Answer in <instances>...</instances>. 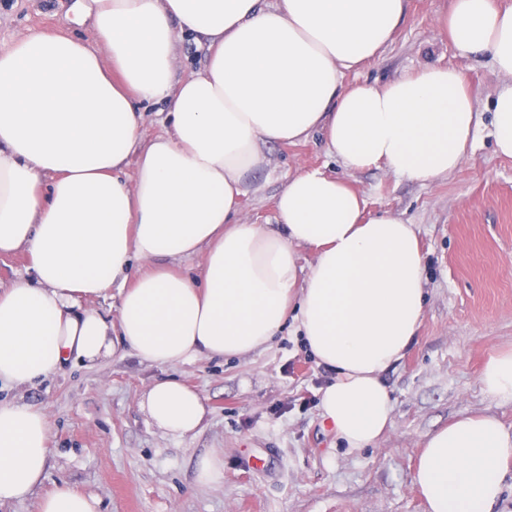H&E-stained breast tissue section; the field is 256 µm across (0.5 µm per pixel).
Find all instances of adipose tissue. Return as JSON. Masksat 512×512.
<instances>
[{
	"instance_id": "1",
	"label": "adipose tissue",
	"mask_w": 512,
	"mask_h": 512,
	"mask_svg": "<svg viewBox=\"0 0 512 512\" xmlns=\"http://www.w3.org/2000/svg\"><path fill=\"white\" fill-rule=\"evenodd\" d=\"M410 0H75L67 33L29 34L0 49V253L25 252L34 281L0 290V388L34 384L117 347L174 367L243 356L295 320L333 374L321 415L350 448L391 420L381 377L401 358L424 308L413 225L369 215L323 171L299 170L273 200L275 221L248 223L242 177L265 147L320 132L347 170L382 168L422 183L455 172L478 125L464 74L425 64L378 86L345 83L378 58ZM461 53L503 78L490 110L496 151L512 158V5L452 0L437 17ZM206 40L204 70L178 79L181 34ZM144 101L169 128L144 141ZM134 166V179L122 172ZM314 262L299 268L300 248ZM202 255L199 276L172 261ZM120 287L117 336L80 299ZM143 405L183 436L205 416L174 378ZM44 408L0 402V505L43 482ZM512 466V431L463 415L429 433L414 473L426 512H492Z\"/></svg>"
}]
</instances>
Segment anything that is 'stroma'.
Instances as JSON below:
<instances>
[{
  "label": "stroma",
  "instance_id": "stroma-1",
  "mask_svg": "<svg viewBox=\"0 0 512 512\" xmlns=\"http://www.w3.org/2000/svg\"><path fill=\"white\" fill-rule=\"evenodd\" d=\"M71 0H0V48L33 34L70 32ZM451 0H410L382 56L346 81L385 84L426 62L462 71L479 99V124L462 165L428 184L384 169L351 172L329 155L322 134L265 148L243 177L245 217L274 221L273 199L288 174L320 168L345 181L367 214L391 213L416 226L425 259L424 312L404 357L384 374L391 422L375 445L348 448L320 410L331 373L287 322L264 349L247 356H198L173 368L118 350L76 362L0 398L46 410L52 454L46 477L27 499L0 512H37L40 497L66 484L93 497L98 512H425L413 482L427 434L464 414H490L512 430V401L490 396L480 374L487 359L512 348V159L496 151L491 100L503 80L483 56L463 55L435 24ZM198 391L206 416L182 437L157 428L142 406L156 379ZM224 452V480H195L201 457ZM273 453L275 472L245 469L244 455Z\"/></svg>",
  "mask_w": 512,
  "mask_h": 512
}]
</instances>
